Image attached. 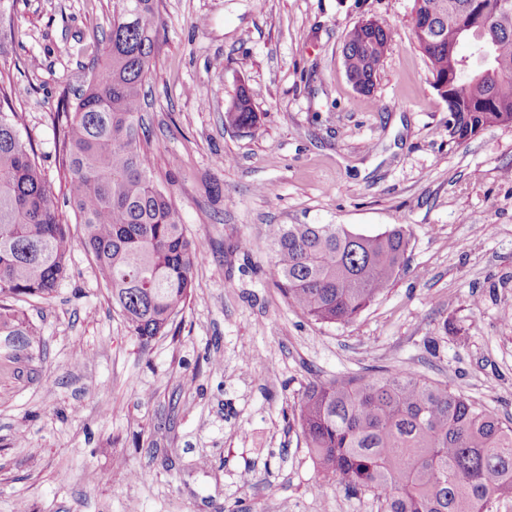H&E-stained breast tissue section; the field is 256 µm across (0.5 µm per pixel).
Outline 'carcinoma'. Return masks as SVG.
Segmentation results:
<instances>
[{
  "label": "carcinoma",
  "mask_w": 512,
  "mask_h": 512,
  "mask_svg": "<svg viewBox=\"0 0 512 512\" xmlns=\"http://www.w3.org/2000/svg\"><path fill=\"white\" fill-rule=\"evenodd\" d=\"M474 2L415 0L413 12L414 30H431L416 42L433 88L450 73L461 87L448 103V136L460 142L512 124V24H498L490 12L479 18ZM119 3L97 75L74 111L65 108L56 119L84 247L112 305L146 347L173 332L203 251L153 179L143 126L144 84L163 27L157 0ZM392 37L383 21L353 29L342 50L346 72L375 86ZM465 40L485 62L461 65ZM21 98L18 85L0 80V336L13 351L32 347L35 331L9 301L52 294L71 250L33 148L9 119ZM224 119L256 126L248 89L240 88ZM268 238L272 278L297 310L321 324L347 323L365 311L405 270L409 249L401 225L363 234L343 224H277ZM294 424L319 470L349 495H372L379 512H492L496 501L512 498V426L422 375L379 370L311 382Z\"/></svg>",
  "instance_id": "carcinoma-1"
}]
</instances>
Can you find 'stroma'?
<instances>
[{
  "label": "stroma",
  "instance_id": "35a3bbf8",
  "mask_svg": "<svg viewBox=\"0 0 512 512\" xmlns=\"http://www.w3.org/2000/svg\"><path fill=\"white\" fill-rule=\"evenodd\" d=\"M144 119L152 173L203 250L174 335L142 346L84 250L60 183L61 99L106 51L115 0H10L0 71L72 242L46 298L16 301L40 352L0 360V512H377L322 477L293 423L309 382L407 369L512 425V125L457 142L414 0H158ZM394 38L372 95L342 49ZM259 123L225 125L239 87ZM272 224L410 235L357 319L321 325L272 280Z\"/></svg>",
  "mask_w": 512,
  "mask_h": 512
}]
</instances>
